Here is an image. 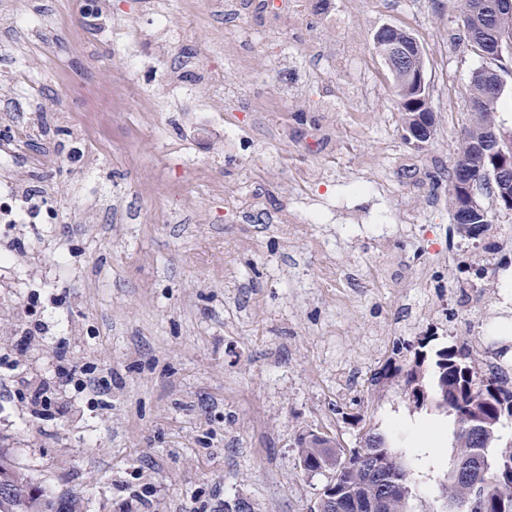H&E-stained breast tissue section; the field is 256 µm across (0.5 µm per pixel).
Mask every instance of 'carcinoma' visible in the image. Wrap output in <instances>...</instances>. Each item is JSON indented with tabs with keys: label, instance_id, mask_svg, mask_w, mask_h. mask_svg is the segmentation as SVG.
I'll return each mask as SVG.
<instances>
[{
	"label": "carcinoma",
	"instance_id": "obj_1",
	"mask_svg": "<svg viewBox=\"0 0 512 512\" xmlns=\"http://www.w3.org/2000/svg\"><path fill=\"white\" fill-rule=\"evenodd\" d=\"M471 46L481 56L499 63L473 73L469 89L471 119L464 127L460 147L448 170V204L455 212L467 205L470 181L486 180V172L512 162V132H504L497 113L501 94L495 87L502 74V52L512 50V0H464L460 16ZM393 87L404 116L432 118L429 87H415L408 72L393 66ZM432 375L434 407L453 417L457 460L443 488L446 512H468L467 497H481V512H512V441L497 445L498 429L512 420V385L476 365L474 347L463 343L436 353L433 371L421 362L407 371L395 367L385 376L416 391L426 388ZM336 448V468L327 467L329 445ZM300 460L309 472L330 471L325 489L334 491L336 506L352 503L349 512H409L413 474L386 437L371 429L357 448L345 450L336 439L308 431L297 440ZM11 494L0 498V512H75L65 501L35 485L15 465L7 448H0V486Z\"/></svg>",
	"mask_w": 512,
	"mask_h": 512
}]
</instances>
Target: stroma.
I'll use <instances>...</instances> for the list:
<instances>
[{
  "label": "stroma",
  "instance_id": "stroma-1",
  "mask_svg": "<svg viewBox=\"0 0 512 512\" xmlns=\"http://www.w3.org/2000/svg\"><path fill=\"white\" fill-rule=\"evenodd\" d=\"M310 3L294 31L247 20L254 46L239 68L202 0H164L161 18L148 0H98L93 18L79 0H0V128L30 132L0 151V184L51 210L41 224L0 223V377L51 376L63 353L112 379L103 410L74 384L62 414L0 396V445L77 512H230L241 498L252 512H309L329 475L303 469L298 436L355 448L369 428L408 463L411 512H440L455 445L413 448L394 420L438 410L376 375L399 341L409 363L474 338L512 362V213L479 195L507 243L488 253L448 206L471 75L489 64L461 25L463 0ZM38 12L56 27L32 23ZM386 25L424 52L435 130L420 151L374 49ZM130 54L142 94L104 146H82ZM212 65L234 99L208 83ZM264 93L273 108L248 111ZM189 163L206 183L183 185ZM411 212L408 236L398 226ZM283 213L286 236L270 222ZM462 245L488 267L472 286L448 261ZM326 266L349 307L323 288ZM35 318L47 335L18 351Z\"/></svg>",
  "mask_w": 512,
  "mask_h": 512
}]
</instances>
